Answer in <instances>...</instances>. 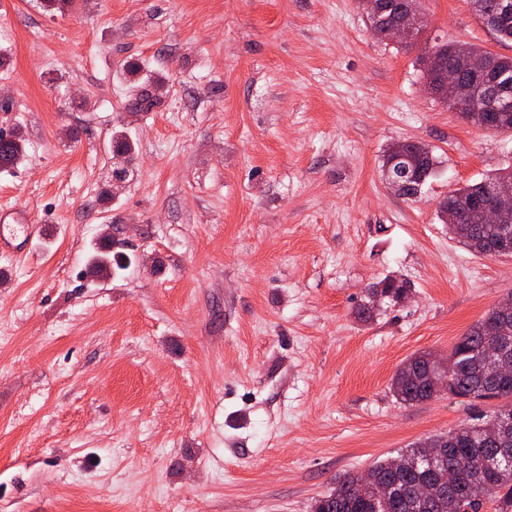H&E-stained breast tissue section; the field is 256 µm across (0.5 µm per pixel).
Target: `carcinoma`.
Returning <instances> with one entry per match:
<instances>
[{
  "instance_id": "cac0c4a2",
  "label": "carcinoma",
  "mask_w": 512,
  "mask_h": 512,
  "mask_svg": "<svg viewBox=\"0 0 512 512\" xmlns=\"http://www.w3.org/2000/svg\"><path fill=\"white\" fill-rule=\"evenodd\" d=\"M382 13L370 16L377 35L408 15H418L420 0H381ZM478 16L502 41H512V0H483ZM443 68L455 69L458 77L483 90L492 85L512 87V56L493 54L467 43L437 44L432 48ZM471 56H482L486 69L472 72L459 63ZM460 116L478 127L495 125L498 131L512 133V112L462 111ZM24 153L20 133L11 131L9 145L0 149V172L12 169ZM437 161L432 152L407 145L392 147L383 164L386 183L398 193L414 197L426 180L435 174ZM512 181V167L475 184L448 193L442 207L460 214L456 224L448 225L452 238L482 255L499 250L512 256V229L481 220L483 205L489 201V189L496 182ZM88 274L100 280L112 277V243L105 240L88 258ZM507 336L511 338L502 363L512 369V312L498 307L461 336L447 357L438 361L428 353L415 355L403 363L391 380L394 396L404 404L430 400L445 392L468 401L511 399L512 379L503 383L489 378L484 364L488 345ZM512 405L473 423H464L446 433L416 442L400 451L394 459L376 462L365 473H345L336 479V487L317 498L312 512H483L488 503L494 512H512ZM458 473L455 484L448 483V470ZM393 487L390 497L365 499L354 494V486L364 477Z\"/></svg>"
}]
</instances>
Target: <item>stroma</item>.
<instances>
[{
    "label": "stroma",
    "instance_id": "35a3bbf8",
    "mask_svg": "<svg viewBox=\"0 0 512 512\" xmlns=\"http://www.w3.org/2000/svg\"><path fill=\"white\" fill-rule=\"evenodd\" d=\"M421 5L407 50L358 0H0V129L25 141L0 210L39 228L25 260L0 253V512H311L337 476L502 407L390 388L512 291V256L439 216L512 163V135L465 122L421 64L512 42L470 0ZM403 141L439 162L415 198L382 175ZM105 236L131 262L93 282ZM386 277L407 298L359 320Z\"/></svg>",
    "mask_w": 512,
    "mask_h": 512
}]
</instances>
